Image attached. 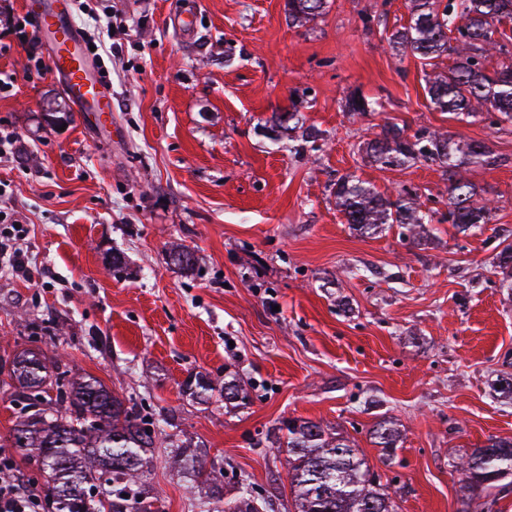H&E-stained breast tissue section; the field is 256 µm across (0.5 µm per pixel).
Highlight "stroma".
I'll return each instance as SVG.
<instances>
[{
    "label": "stroma",
    "instance_id": "obj_1",
    "mask_svg": "<svg viewBox=\"0 0 512 512\" xmlns=\"http://www.w3.org/2000/svg\"><path fill=\"white\" fill-rule=\"evenodd\" d=\"M111 18L77 9L85 37L112 56L110 128L87 124L51 67L31 69L9 34L24 0L0 13L9 51L0 127V209L27 229L28 276L0 275V448L23 413L7 375L15 352L41 347L112 391L136 393L205 445L239 479L278 489L288 512V454L266 443L301 418L347 438L398 512H475L454 463L512 438V289L500 253L512 244V126L457 122L436 111L425 69L389 36L410 0H330L305 25L286 0H107ZM191 12V28L180 16ZM379 111H348L351 97ZM294 110L319 134L295 152L271 120ZM391 122L414 135L447 130L489 147L469 165L490 223L448 224V183L430 162L387 169L364 145ZM383 193L416 192L433 211L418 236L400 224L366 235L336 202L338 178ZM191 271L171 266L173 245ZM121 267H113V256ZM237 374L251 402L192 401L189 375ZM389 421L394 451L372 435ZM149 481L164 512H189L198 489L156 457Z\"/></svg>",
    "mask_w": 512,
    "mask_h": 512
}]
</instances>
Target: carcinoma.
Here are the masks:
<instances>
[{
    "mask_svg": "<svg viewBox=\"0 0 512 512\" xmlns=\"http://www.w3.org/2000/svg\"><path fill=\"white\" fill-rule=\"evenodd\" d=\"M328 0H288V21L315 20ZM512 21V0H412L408 24L391 37L393 47L410 52L424 67L447 52L455 55L444 72L428 79L434 109L453 119L497 114L495 124H512V66L488 71L493 53L512 54V32L494 25ZM296 111L275 117L272 130L296 129ZM368 147L375 161L403 167L420 159L440 164L448 176V223L458 230L477 228L491 221L493 201L477 198L475 185L464 176L466 165L485 162L489 152L479 143L460 145L448 135L420 132L405 135L386 123ZM347 223L368 232L381 224H423L426 204L412 193L391 198L360 180H336ZM170 261L193 266L192 253L175 247ZM16 380L15 397L25 402L26 415L14 427L28 434L18 446L27 463L43 474V488L56 512H161L143 472L144 456L157 448L181 464L193 483H208L214 494L189 504V512H270L273 494L240 483L238 494L224 499V473L207 466L208 452L187 454L179 434L167 432L169 422L146 409L133 394H117L94 377H71L58 355L26 349L14 356L9 369ZM56 391L57 408H46L49 391ZM183 390L193 399L212 396L214 382L205 375L191 376ZM224 401L250 404L244 383L224 379ZM280 447L288 452L291 512H366L376 503L380 512H397L395 503L356 450L311 420L280 423ZM456 468L472 487H491L512 475V439H500L473 448L460 457Z\"/></svg>",
    "mask_w": 512,
    "mask_h": 512,
    "instance_id": "obj_1",
    "label": "carcinoma"
}]
</instances>
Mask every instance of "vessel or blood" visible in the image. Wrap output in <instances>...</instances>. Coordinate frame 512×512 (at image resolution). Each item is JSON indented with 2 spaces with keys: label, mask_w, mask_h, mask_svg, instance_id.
Listing matches in <instances>:
<instances>
[{
  "label": "vessel or blood",
  "mask_w": 512,
  "mask_h": 512,
  "mask_svg": "<svg viewBox=\"0 0 512 512\" xmlns=\"http://www.w3.org/2000/svg\"><path fill=\"white\" fill-rule=\"evenodd\" d=\"M74 0H26V12L35 31L47 40L52 70L63 91L81 112L96 117L112 114V88L100 76V67L74 24Z\"/></svg>",
  "instance_id": "vessel-or-blood-1"
}]
</instances>
